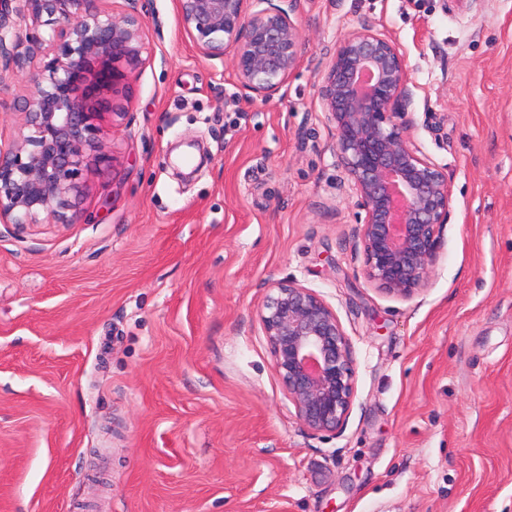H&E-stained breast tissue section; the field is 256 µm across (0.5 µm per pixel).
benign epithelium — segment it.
<instances>
[{
    "instance_id": "7a95c632",
    "label": "benign epithelium",
    "mask_w": 512,
    "mask_h": 512,
    "mask_svg": "<svg viewBox=\"0 0 512 512\" xmlns=\"http://www.w3.org/2000/svg\"><path fill=\"white\" fill-rule=\"evenodd\" d=\"M102 0H0V84L25 73L13 109L17 135L0 140V224L17 231L78 219V176L106 159L112 95L144 63L140 0L109 12ZM298 0H177L185 32L207 60L231 51L246 97L268 101L299 62ZM27 18L21 42L10 14ZM408 65L396 43L367 23L338 44L321 77L332 150L365 212L357 225L366 282L410 298L427 282L451 205L448 178L412 137ZM274 369L296 417L316 433L347 424L356 396L350 339L336 312L312 289L271 284L260 309Z\"/></svg>"
}]
</instances>
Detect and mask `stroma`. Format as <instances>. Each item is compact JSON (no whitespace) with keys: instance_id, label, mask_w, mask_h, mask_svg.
<instances>
[{"instance_id":"35a3bbf8","label":"stroma","mask_w":512,"mask_h":512,"mask_svg":"<svg viewBox=\"0 0 512 512\" xmlns=\"http://www.w3.org/2000/svg\"><path fill=\"white\" fill-rule=\"evenodd\" d=\"M145 63L79 218L0 224V512H512V0H300L267 102L142 0ZM409 69L448 221L409 299L365 282V216L319 97L361 23ZM293 280L356 362L345 429L314 433L259 310Z\"/></svg>"}]
</instances>
